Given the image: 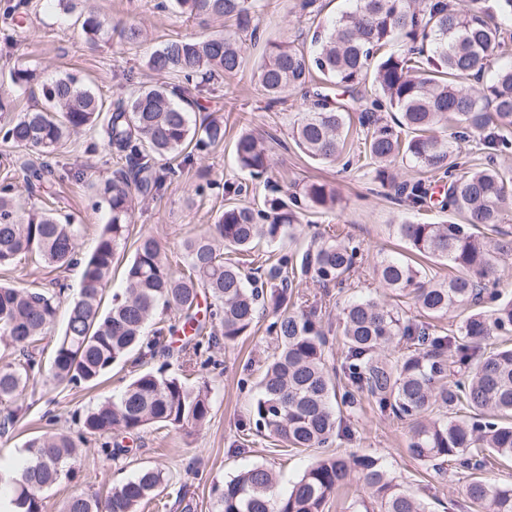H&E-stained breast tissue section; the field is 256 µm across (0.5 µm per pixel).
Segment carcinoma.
<instances>
[{"label": "carcinoma", "mask_w": 512, "mask_h": 512, "mask_svg": "<svg viewBox=\"0 0 512 512\" xmlns=\"http://www.w3.org/2000/svg\"><path fill=\"white\" fill-rule=\"evenodd\" d=\"M259 0H171L178 14L224 21V31L205 38L172 39L148 58V67L178 83L141 86L126 99L104 106L94 91L72 75L41 86L44 106L26 111L0 126V139L32 148L45 157L25 166L28 186L54 175L47 158L83 130L101 127L108 146L124 155L119 168L100 183L109 219L97 245L77 258V224L59 221L49 211L24 215L14 203V186L0 185V267L20 256H33L46 267L81 265V288L68 308L48 364L47 378L57 387L94 389L112 366L170 352L177 332L187 336L182 351L203 359L219 342L229 345L248 335L267 307L273 309L268 331L276 351L260 376L251 413L264 429L292 448H323L333 438L351 434L345 413L367 393L379 411L410 422L407 452L435 473L454 462L469 473L466 498L475 512H512V483L490 482L479 473L487 458L512 459V346L482 352L487 339L512 336V299L487 285L500 279L504 257L512 255V238L497 228L502 206L512 196V175L495 166L451 175L458 166L454 142L491 131L506 144L512 129V61L500 66L478 89L461 79L479 77L493 65L504 44L501 24L485 0H468L456 8L448 0H348L350 7L313 34L308 54L286 42H269L254 72L258 84L277 103L291 88L320 73L353 101L371 84L379 96L361 110L367 132L364 159L377 165L376 178L393 185L397 200L417 211L425 205L422 184L398 182L387 164L401 159L412 168L450 178L440 209L443 224L404 221L393 225L408 254L384 256L376 266L382 287L404 293L428 317L466 313L459 335H436L372 297L351 299L341 310L345 356L341 371L329 368V339L322 309H296L300 282L311 279L327 289L343 288L355 272L360 246L333 228L313 234L300 255L275 254L256 267L244 268L224 251L248 253L266 240L293 237L303 213L335 208L336 192L323 183L299 192L270 184L271 162L264 136L242 131L234 142L239 169L270 187L262 204H237L246 183H224L231 203L202 234L182 242L184 267L172 264L167 247L144 233L124 269L125 288L103 301L114 259L128 241L129 219L136 201L163 194L174 170L165 164L173 154L181 166L194 163V152L224 142V122L209 116L192 119L198 96L218 77H233L245 67V44L260 39ZM77 20L90 41L108 34L104 19L78 4ZM407 46L400 54L381 53L389 42ZM393 114L394 125L377 112ZM348 107L317 93L301 106L291 127L295 144L310 159L331 163L347 149ZM455 124L453 140L444 132ZM415 254L446 262L445 282L428 278ZM214 309L200 315L201 297ZM61 293L22 281L0 282V342L13 358L0 364V431L18 422L15 402L31 378L42 371L40 344L53 327ZM180 313L167 327H150L158 307ZM405 347L393 359L383 352ZM211 411L206 384L163 368L140 371L118 394L88 408L81 419L80 441L101 440L102 450L123 451L110 438L138 434L151 425L184 430L203 425ZM27 459L18 479L4 481L18 512H44L45 493L69 477L79 449L65 433L43 434L26 442ZM168 481L164 469L142 467L103 495H75L61 512H140L141 506ZM355 483L363 512H429L428 504L391 477L384 460L368 454L340 453L316 457L292 486L282 491L275 474L252 465L224 483L217 512H325L332 495Z\"/></svg>", "instance_id": "cac0c4a2"}]
</instances>
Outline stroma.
Masks as SVG:
<instances>
[{"label":"stroma","mask_w":512,"mask_h":512,"mask_svg":"<svg viewBox=\"0 0 512 512\" xmlns=\"http://www.w3.org/2000/svg\"><path fill=\"white\" fill-rule=\"evenodd\" d=\"M158 0H92V5L108 22L110 36L93 43L80 24L65 15L57 0H0V124L41 105L40 81L72 74L88 84L105 103L130 95L141 84L156 81L147 66L151 52L167 40L189 34L206 36L221 31L219 22L209 19L184 21L157 9ZM260 30L263 39L287 40L294 46L310 48L318 25L332 19L346 7L345 0H315L301 10V0H262ZM136 23L147 32L146 41L125 44L119 31ZM34 69L38 81L27 87L15 86L9 72L18 64ZM300 94L287 92L284 102L267 106L251 70L215 83L200 99L199 112L224 119V143L197 157L192 166L175 176L164 194L136 205L130 222L132 232H150L165 243L171 260L182 258L181 243L214 223L224 208L223 195L197 194L198 185L209 181H239L233 142L239 132L251 128L264 134L272 162L271 176L282 189L292 190L308 182L327 184L336 191V206L325 215H311L310 225L298 226L290 248L306 249L312 224L333 225L351 234L364 249V261L349 287L323 291L312 281H304L300 292L309 301H318L326 316L324 323L334 361H341L338 313L354 296L371 295L400 307L406 318L418 320L410 298L396 296L381 288L374 266L381 256L403 250L392 232L394 224L409 218L424 223H440L447 216L431 207L417 212L386 195L375 179L373 165L360 161L351 167L342 163H318L301 154L290 136L297 117ZM12 160V171L0 167V177L11 174L16 202L23 211L50 207L58 216L81 227L77 241L80 254L95 248L108 209L95 185L121 167L117 152L107 147L100 130L78 135L54 160L57 175L50 182L30 188L25 182V163H39L37 151L17 148L0 141V164ZM81 269L77 266L51 270L34 267L30 259L19 260L16 268L0 270V281L17 278L36 286L63 283L65 300L76 297ZM268 318H261L255 331L235 343L213 349L208 365L184 369L174 340L169 373L189 374L191 380L207 384L211 413L199 427L187 430L153 427L138 437L124 439L128 452L112 457L102 452L97 441L83 444L72 480L62 481L46 494V512H60L63 502L76 494H91L109 482L130 477L143 466L162 467L170 481L144 512H216L215 485L223 484L240 470L262 464L272 469L280 490H287L313 459L312 451L289 448L258 434L252 427L251 404L256 383L275 339L266 331ZM126 373L114 368L99 389L73 392L56 388L43 378L31 380L18 401L21 418L13 430L0 435V463L9 465L25 459L24 443L31 433L64 432L78 436V414L103 397L119 393ZM351 438L338 437L331 450L344 454H372L383 457L389 470L405 487L427 500L434 512H469L464 489L468 477L449 472L439 478L406 452L408 422L381 414L368 398H361L352 421Z\"/></svg>","instance_id":"1"}]
</instances>
